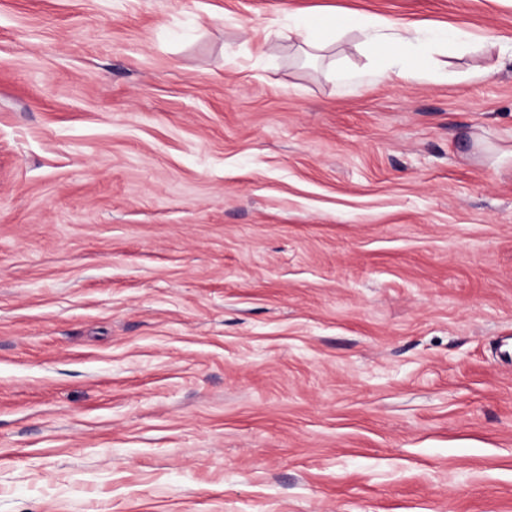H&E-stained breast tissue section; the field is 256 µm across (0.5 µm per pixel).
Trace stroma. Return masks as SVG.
Listing matches in <instances>:
<instances>
[{
	"mask_svg": "<svg viewBox=\"0 0 512 512\" xmlns=\"http://www.w3.org/2000/svg\"><path fill=\"white\" fill-rule=\"evenodd\" d=\"M0 512H512V0H0ZM358 31L362 45L375 51L383 68L373 73L336 68L334 75L342 87H348L366 76L392 82L417 78H433L429 47H446L466 42L468 30L452 25L397 24L386 17L346 16L339 25L326 24L309 14H288V32L294 34L307 56L317 57L336 38L347 31Z\"/></svg>",
	"mask_w": 512,
	"mask_h": 512,
	"instance_id": "35a3bbf8",
	"label": "stroma"
}]
</instances>
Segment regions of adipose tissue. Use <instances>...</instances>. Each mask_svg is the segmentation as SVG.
Here are the masks:
<instances>
[{"instance_id":"1","label":"adipose tissue","mask_w":512,"mask_h":512,"mask_svg":"<svg viewBox=\"0 0 512 512\" xmlns=\"http://www.w3.org/2000/svg\"><path fill=\"white\" fill-rule=\"evenodd\" d=\"M288 30L301 43L303 52L316 56L325 51L333 37L348 31H358L365 47L375 51L383 66L374 71L377 79L404 81L432 77V59L427 50L466 42L468 30L452 25L397 24L385 17L350 15L340 24L324 23L309 14L288 17Z\"/></svg>"}]
</instances>
